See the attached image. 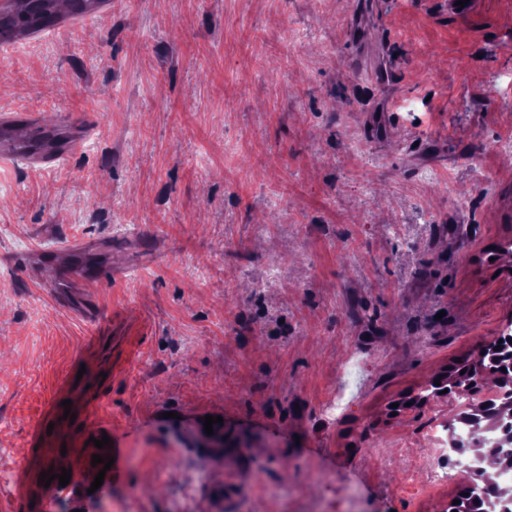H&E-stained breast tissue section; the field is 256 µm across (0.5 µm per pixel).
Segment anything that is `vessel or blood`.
<instances>
[{
  "instance_id": "b4317fda",
  "label": "vessel or blood",
  "mask_w": 512,
  "mask_h": 512,
  "mask_svg": "<svg viewBox=\"0 0 512 512\" xmlns=\"http://www.w3.org/2000/svg\"><path fill=\"white\" fill-rule=\"evenodd\" d=\"M24 0H0V39L27 40L33 30L24 18ZM112 11V0H79L75 10L66 15L48 13L44 26L62 30L73 27L83 16L107 15ZM92 122L88 113H59L45 115L37 112L14 110L0 113V156L13 157L28 162L31 171L38 172L46 165L72 153ZM100 246L93 241H74L67 248L69 262L58 273V282L64 289L66 302H74V288L101 278L112 277L111 266L94 262ZM16 262L30 280L39 281L42 272L55 267L56 260L47 253L36 251L17 257ZM69 484L51 482L52 494L75 497L88 490L98 470L91 465L90 457L75 453L70 461Z\"/></svg>"
}]
</instances>
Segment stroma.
<instances>
[{"instance_id": "35a3bbf8", "label": "stroma", "mask_w": 512, "mask_h": 512, "mask_svg": "<svg viewBox=\"0 0 512 512\" xmlns=\"http://www.w3.org/2000/svg\"><path fill=\"white\" fill-rule=\"evenodd\" d=\"M1 109L99 123L53 169L0 157V254L92 240L117 276L81 288L115 314L81 369L53 274L0 261V512H214L229 472L224 512H447L472 484L427 480L460 399L409 401L512 318V0H112L0 52ZM64 378L76 419L33 441ZM172 411L223 414L229 455ZM104 435L108 488L52 497L62 444Z\"/></svg>"}]
</instances>
